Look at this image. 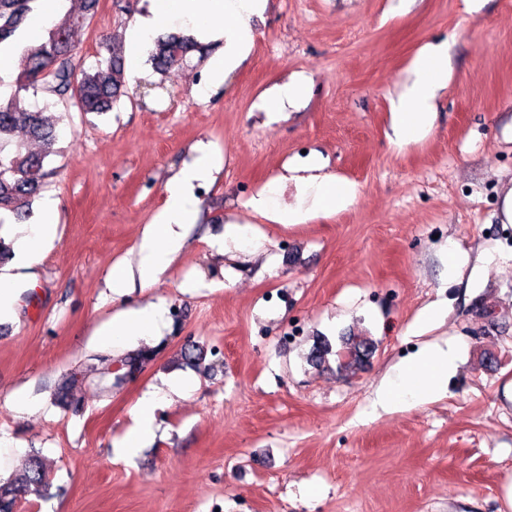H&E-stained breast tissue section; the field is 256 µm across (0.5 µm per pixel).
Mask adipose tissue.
Listing matches in <instances>:
<instances>
[{
  "instance_id": "obj_1",
  "label": "adipose tissue",
  "mask_w": 512,
  "mask_h": 512,
  "mask_svg": "<svg viewBox=\"0 0 512 512\" xmlns=\"http://www.w3.org/2000/svg\"><path fill=\"white\" fill-rule=\"evenodd\" d=\"M267 0H151L148 11L137 16L128 33L130 59H138L143 46L159 31L179 21L203 28L224 39V62L213 74L214 82L225 81L240 57L254 39L251 21L262 16ZM409 79L398 100L392 105L394 123L403 141H411L431 125L432 100L436 91L448 83L447 44H428L413 57L408 66ZM311 169L317 177L306 182L304 190L311 199L310 207L282 208L277 202L276 185H268L252 206L280 224H302L317 212H335L352 205L356 199L355 186L333 175L320 174L321 163L311 159ZM213 160L209 150H199L167 186V199L157 222L150 225L139 248L138 272L142 286L153 284L169 261V245L176 226L191 223L196 200V182L207 179ZM58 203L48 201L36 214L33 223L20 225L17 241L18 259L26 265L37 263L46 243L53 238L57 224ZM163 307L121 310L112 317L103 333L105 344L116 346L133 336H151L164 321ZM455 355L451 350L429 348L405 365L395 382L383 392L386 402H415L435 393L448 374ZM162 390L143 393L135 406V428L124 436L119 445L126 454H135L140 443L150 434L154 411L162 398Z\"/></svg>"
}]
</instances>
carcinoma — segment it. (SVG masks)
Masks as SVG:
<instances>
[{"label":"carcinoma","mask_w":512,"mask_h":512,"mask_svg":"<svg viewBox=\"0 0 512 512\" xmlns=\"http://www.w3.org/2000/svg\"><path fill=\"white\" fill-rule=\"evenodd\" d=\"M36 0H0V45L12 41L25 26L28 14ZM99 0H83L79 11L71 8L45 30L42 40L23 47L18 59L16 89L7 99H0V214H10L16 221L32 215V202L46 184L51 171L47 160L57 153L58 139L55 123L42 111L26 108L20 92L40 89L61 102H73L81 112L103 113L119 106L127 95L122 68V47L112 41L106 45L108 57L93 68L83 66L72 32L84 26L96 13ZM210 50V46L191 34L171 32L155 41L150 56L153 71L165 76L173 68H195ZM477 312L487 327L476 333L481 339L488 328L499 323L496 307L485 301ZM374 349L366 336H343L335 349L325 339L316 343L309 361L316 367H335L336 375L346 377L359 370L364 359ZM163 350L159 345L144 348L116 361L99 371L104 379L119 371L132 377L144 370ZM78 380L74 373L56 393L59 403L78 407L72 387ZM45 487V470L37 457L28 460L24 477L20 480L0 481V512H16L19 501L29 494L38 495Z\"/></svg>","instance_id":"cac0c4a2"}]
</instances>
